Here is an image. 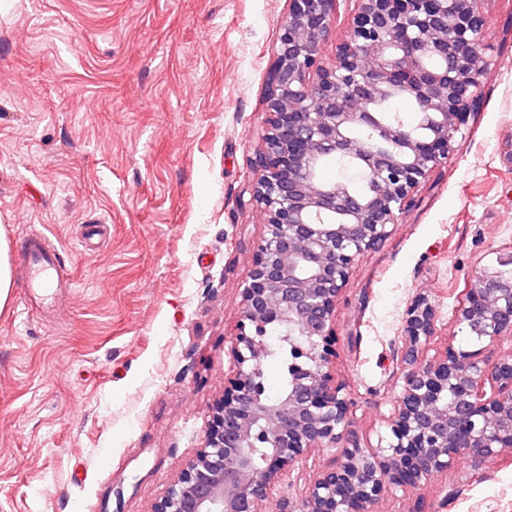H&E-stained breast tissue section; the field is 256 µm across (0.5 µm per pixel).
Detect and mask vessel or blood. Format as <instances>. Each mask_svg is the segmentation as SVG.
<instances>
[{
	"label": "vessel or blood",
	"instance_id": "b4317fda",
	"mask_svg": "<svg viewBox=\"0 0 512 512\" xmlns=\"http://www.w3.org/2000/svg\"><path fill=\"white\" fill-rule=\"evenodd\" d=\"M61 252L54 247L48 235L39 230L28 231L18 272L29 283L30 293L25 304L26 311L42 314L54 313L57 307V290L63 282Z\"/></svg>",
	"mask_w": 512,
	"mask_h": 512
}]
</instances>
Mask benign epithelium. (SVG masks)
Here are the masks:
<instances>
[{"label": "benign epithelium", "mask_w": 512, "mask_h": 512, "mask_svg": "<svg viewBox=\"0 0 512 512\" xmlns=\"http://www.w3.org/2000/svg\"><path fill=\"white\" fill-rule=\"evenodd\" d=\"M339 0H289L266 82L267 117L249 201L264 233L242 285L234 369L204 446L153 512H372L385 493L418 488L461 456L475 467L512 449V350L482 352L512 338V252L475 272L456 322L474 347L427 357L437 333L425 297L407 307L393 353L399 391L376 444L350 429L353 402L333 382L326 342L352 267L384 242L416 186L448 158L490 62L483 55L481 0H355L336 61L322 43L335 31ZM400 90L424 112L426 132L384 122L373 104ZM376 140L360 146L352 133ZM342 157L340 178L316 181V162ZM366 184L354 194L348 185ZM284 331L288 387L265 396L259 354L267 331ZM342 445L340 462L295 500L274 491L315 448Z\"/></svg>", "instance_id": "7a95c632"}]
</instances>
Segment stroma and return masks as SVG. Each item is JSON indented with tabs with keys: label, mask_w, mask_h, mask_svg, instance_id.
<instances>
[{
	"label": "stroma",
	"mask_w": 512,
	"mask_h": 512,
	"mask_svg": "<svg viewBox=\"0 0 512 512\" xmlns=\"http://www.w3.org/2000/svg\"><path fill=\"white\" fill-rule=\"evenodd\" d=\"M492 65L454 150L349 276L330 371L361 443L384 430L412 298L436 349L476 269L512 250V0H484ZM288 0H0V235L37 228L75 286L51 320L0 310V512H152L203 445L264 231L240 200ZM109 230L84 247L83 227ZM333 452L276 488L297 498ZM512 512V453L394 491L375 512Z\"/></svg>",
	"instance_id": "1"
}]
</instances>
